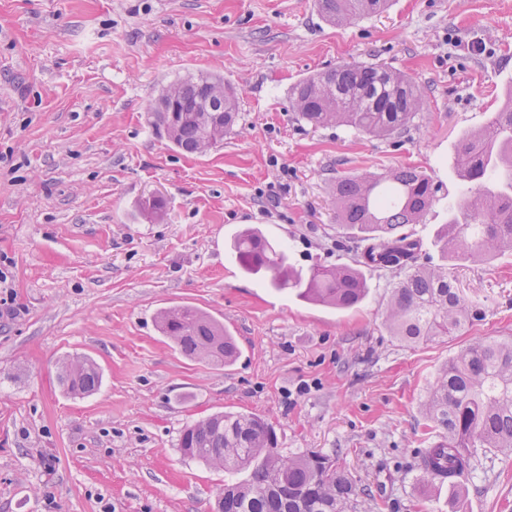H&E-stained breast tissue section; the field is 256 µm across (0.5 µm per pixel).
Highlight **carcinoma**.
Segmentation results:
<instances>
[{"instance_id": "cac0c4a2", "label": "carcinoma", "mask_w": 512, "mask_h": 512, "mask_svg": "<svg viewBox=\"0 0 512 512\" xmlns=\"http://www.w3.org/2000/svg\"><path fill=\"white\" fill-rule=\"evenodd\" d=\"M332 25L383 13L388 0H314ZM179 126L169 143L183 153L203 154L224 141L239 118L238 98L223 77L177 79ZM224 98L216 117L220 130L204 129L194 112L210 97ZM296 117L315 127H344L388 139L405 133L425 107L418 85L402 73L375 63L340 65L306 77L290 90ZM458 178L467 194L448 203V224L437 244L458 260L484 262L512 250V106L493 113L487 126L465 134L455 154ZM439 186L424 172L401 166L384 173L365 171L336 179L331 196L337 228L365 242L359 265L315 264L304 271L257 229L232 242L241 267L261 274L278 289L338 308L359 303L368 288L361 267L396 276L386 324L406 342L455 336L482 315L480 303L448 276V265L418 262L420 241L400 232L422 224L437 200ZM157 312L155 321L184 356L207 364L228 363L238 354L233 337L206 313L192 306ZM59 375L74 397L94 393L100 384L96 365L86 358L62 364ZM423 413L443 430L425 449L423 477L455 487L469 478L479 448L512 452V342L475 341L448 359L432 384ZM184 455L224 471L217 512H355L357 489L327 455H284L273 428L259 417L226 412L186 426L179 438ZM246 472L244 479L237 475Z\"/></svg>"}]
</instances>
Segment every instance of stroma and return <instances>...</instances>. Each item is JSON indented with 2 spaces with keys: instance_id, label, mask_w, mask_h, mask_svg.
<instances>
[{
  "instance_id": "35a3bbf8",
  "label": "stroma",
  "mask_w": 512,
  "mask_h": 512,
  "mask_svg": "<svg viewBox=\"0 0 512 512\" xmlns=\"http://www.w3.org/2000/svg\"><path fill=\"white\" fill-rule=\"evenodd\" d=\"M485 52L470 50L474 41ZM351 62L422 89L411 130L376 139L297 120L290 88ZM221 74L240 119L204 155L175 151L149 108L164 85ZM512 79V0H391L346 26L313 0H0V512H214L224 474L185 456L182 428L219 412L270 423L283 454L330 456L357 512H512V454L482 450L459 487L423 482L437 440L421 405L461 347L512 340V251L443 260L437 236L465 191L457 144L486 126ZM413 166L438 199L404 233L447 263L483 313L457 335L408 343L385 324L393 274L337 310L242 272L230 243L259 226L297 267L352 264L328 185ZM162 199L161 217L143 207ZM202 309L239 346L231 366L190 360L158 310ZM93 359L99 390L66 393L59 366Z\"/></svg>"
}]
</instances>
